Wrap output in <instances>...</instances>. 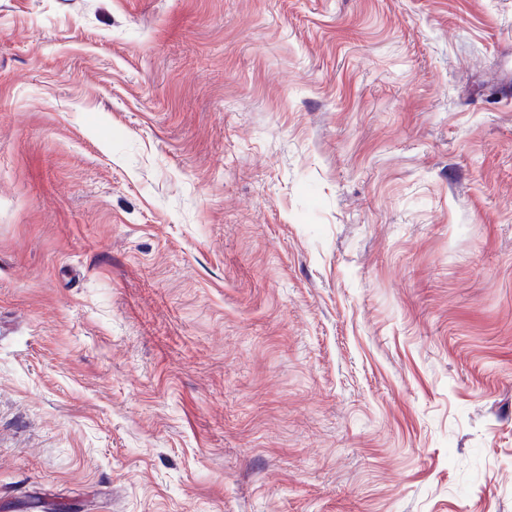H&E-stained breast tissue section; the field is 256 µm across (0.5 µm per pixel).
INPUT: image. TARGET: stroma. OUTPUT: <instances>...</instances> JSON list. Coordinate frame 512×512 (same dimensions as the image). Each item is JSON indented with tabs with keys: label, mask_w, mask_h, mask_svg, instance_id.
Returning a JSON list of instances; mask_svg holds the SVG:
<instances>
[{
	"label": "stroma",
	"mask_w": 512,
	"mask_h": 512,
	"mask_svg": "<svg viewBox=\"0 0 512 512\" xmlns=\"http://www.w3.org/2000/svg\"><path fill=\"white\" fill-rule=\"evenodd\" d=\"M0 512H512V0H0Z\"/></svg>",
	"instance_id": "stroma-1"
}]
</instances>
